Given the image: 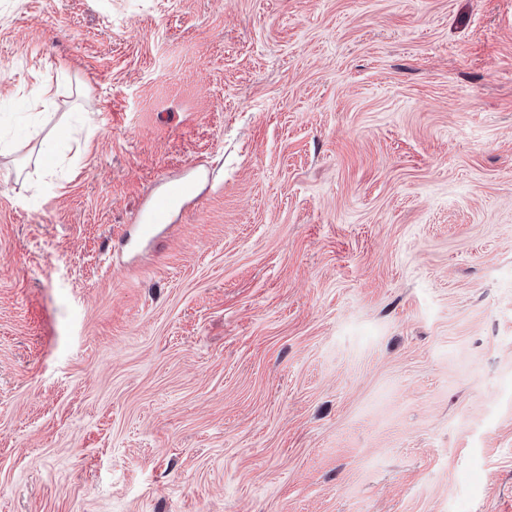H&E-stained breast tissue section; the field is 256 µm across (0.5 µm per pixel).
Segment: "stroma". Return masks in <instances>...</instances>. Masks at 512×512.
<instances>
[{
    "label": "stroma",
    "mask_w": 512,
    "mask_h": 512,
    "mask_svg": "<svg viewBox=\"0 0 512 512\" xmlns=\"http://www.w3.org/2000/svg\"><path fill=\"white\" fill-rule=\"evenodd\" d=\"M0 133V512H512V0H0ZM197 186L190 179H169L163 192L158 193L146 202L144 222L139 224L143 236L154 238L161 231L170 227L171 215L175 207H182L195 202L198 198Z\"/></svg>",
    "instance_id": "35a3bbf8"
}]
</instances>
